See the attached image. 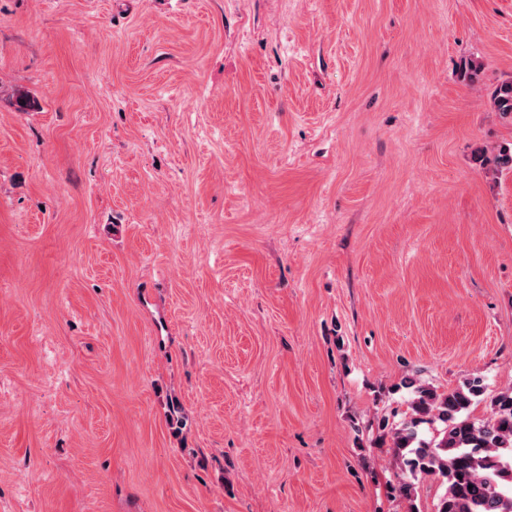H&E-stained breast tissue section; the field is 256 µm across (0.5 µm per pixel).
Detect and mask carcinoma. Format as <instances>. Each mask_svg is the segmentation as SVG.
I'll use <instances>...</instances> for the list:
<instances>
[{
    "label": "carcinoma",
    "instance_id": "cac0c4a2",
    "mask_svg": "<svg viewBox=\"0 0 512 512\" xmlns=\"http://www.w3.org/2000/svg\"><path fill=\"white\" fill-rule=\"evenodd\" d=\"M495 111L512 116V81L491 100ZM411 418L389 429L396 460L414 478L440 476L447 488L435 512H512V389L489 397L490 416L475 421L470 407L485 394L475 378L464 387L440 392L415 380ZM423 423L439 424L438 435L420 437Z\"/></svg>",
    "mask_w": 512,
    "mask_h": 512
}]
</instances>
